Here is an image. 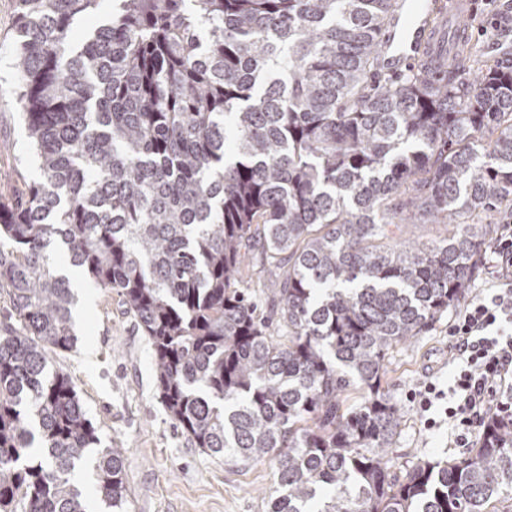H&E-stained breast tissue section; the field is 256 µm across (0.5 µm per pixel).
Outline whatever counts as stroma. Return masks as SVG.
Instances as JSON below:
<instances>
[{"instance_id": "obj_1", "label": "stroma", "mask_w": 512, "mask_h": 512, "mask_svg": "<svg viewBox=\"0 0 512 512\" xmlns=\"http://www.w3.org/2000/svg\"><path fill=\"white\" fill-rule=\"evenodd\" d=\"M504 24L512 27V0H482L480 14L460 21L481 48ZM15 28L16 0H0L2 202L24 201L40 177L15 101ZM67 274L76 295L77 341L71 350L53 354L51 362L74 382L102 447L123 449L126 512H268L275 460L237 464L188 444L158 397L151 343L125 314L120 297L94 286L82 269L71 267ZM456 315L449 310L389 358L387 392L401 414L392 450L402 466L465 454L449 447L446 428L427 429L415 399L427 381L449 384V328Z\"/></svg>"}]
</instances>
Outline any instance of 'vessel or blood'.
I'll return each instance as SVG.
<instances>
[{"label":"vessel or blood","mask_w":512,"mask_h":512,"mask_svg":"<svg viewBox=\"0 0 512 512\" xmlns=\"http://www.w3.org/2000/svg\"><path fill=\"white\" fill-rule=\"evenodd\" d=\"M417 0H402L390 23L382 63L390 69L421 62L433 48L455 46L465 36L457 19L476 12L477 0H426L421 13H412Z\"/></svg>","instance_id":"b4317fda"}]
</instances>
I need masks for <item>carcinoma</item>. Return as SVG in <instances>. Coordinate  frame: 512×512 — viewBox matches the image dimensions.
<instances>
[{
	"label": "carcinoma",
	"mask_w": 512,
	"mask_h": 512,
	"mask_svg": "<svg viewBox=\"0 0 512 512\" xmlns=\"http://www.w3.org/2000/svg\"><path fill=\"white\" fill-rule=\"evenodd\" d=\"M16 0L15 95L40 178L0 201V512H112L68 374L59 260L117 292L195 448L276 461L270 512H512V421L468 456L392 472L386 359L458 304L512 215V66L435 52L378 70L391 0ZM475 83H458L465 63ZM443 224L430 245L404 224ZM272 294L265 312L250 291ZM360 401L347 406L351 391Z\"/></svg>",
	"instance_id": "1"
}]
</instances>
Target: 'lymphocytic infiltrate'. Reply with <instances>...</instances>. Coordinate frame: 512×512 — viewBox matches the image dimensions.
<instances>
[{
	"label": "lymphocytic infiltrate",
	"instance_id": "f902f5d3",
	"mask_svg": "<svg viewBox=\"0 0 512 512\" xmlns=\"http://www.w3.org/2000/svg\"><path fill=\"white\" fill-rule=\"evenodd\" d=\"M496 272L487 294L473 297L452 325L453 384L448 391L426 383L419 393L423 410L443 402L453 430L451 447H470L494 417H512V224L501 225L489 247Z\"/></svg>",
	"mask_w": 512,
	"mask_h": 512
}]
</instances>
